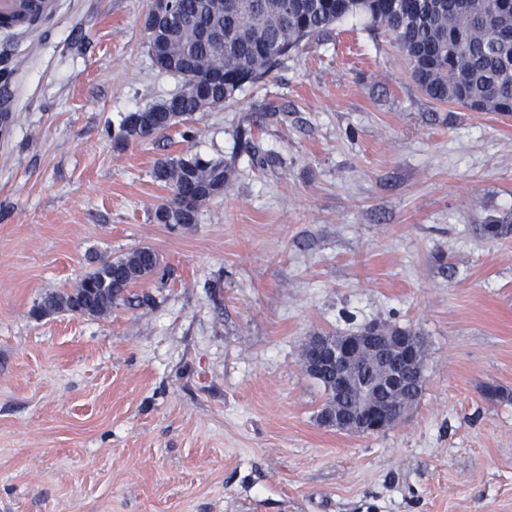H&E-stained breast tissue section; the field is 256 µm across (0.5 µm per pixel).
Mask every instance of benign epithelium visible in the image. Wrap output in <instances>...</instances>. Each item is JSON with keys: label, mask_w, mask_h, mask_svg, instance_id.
Masks as SVG:
<instances>
[{"label": "benign epithelium", "mask_w": 512, "mask_h": 512, "mask_svg": "<svg viewBox=\"0 0 512 512\" xmlns=\"http://www.w3.org/2000/svg\"><path fill=\"white\" fill-rule=\"evenodd\" d=\"M424 356L421 337L404 336L385 322L369 324L368 329L336 337L331 345L311 336L301 350V365L309 372L336 367V398L356 394V407L340 406L326 415L325 426L350 434H381L395 427L416 407L421 392H413L410 369ZM383 359L395 365L381 381L357 378L365 362Z\"/></svg>", "instance_id": "1"}]
</instances>
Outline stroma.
<instances>
[{
  "instance_id": "obj_1",
  "label": "stroma",
  "mask_w": 512,
  "mask_h": 512,
  "mask_svg": "<svg viewBox=\"0 0 512 512\" xmlns=\"http://www.w3.org/2000/svg\"><path fill=\"white\" fill-rule=\"evenodd\" d=\"M149 0L0 28V512H512V117L438 105L392 38L337 24L223 108L116 142L171 97ZM251 129L240 137V129ZM234 166L190 228L156 163ZM143 245L170 275L102 318L34 304ZM383 321L426 387L378 435L321 427L304 340Z\"/></svg>"
}]
</instances>
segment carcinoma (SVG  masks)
<instances>
[{"label": "carcinoma", "mask_w": 512, "mask_h": 512, "mask_svg": "<svg viewBox=\"0 0 512 512\" xmlns=\"http://www.w3.org/2000/svg\"><path fill=\"white\" fill-rule=\"evenodd\" d=\"M40 8L41 0H21L13 21L27 23ZM348 17L389 34L413 82L433 102L512 115V0H468L466 6L462 0H174L171 13L155 16L146 33L151 59L188 86L201 73L222 80L187 91L177 112L159 102L127 113L117 142L142 141L223 107ZM232 174L223 159L199 154L158 161L155 178L172 196L158 205L154 220L181 228L197 223L200 205L223 195ZM183 190L193 192V204L181 202ZM483 231L511 235L512 214L490 220ZM168 275L155 250L140 247L101 261L70 291L44 293L32 314L99 318L117 305H147L152 297L132 295L130 287Z\"/></svg>", "instance_id": "cac0c4a2"}]
</instances>
